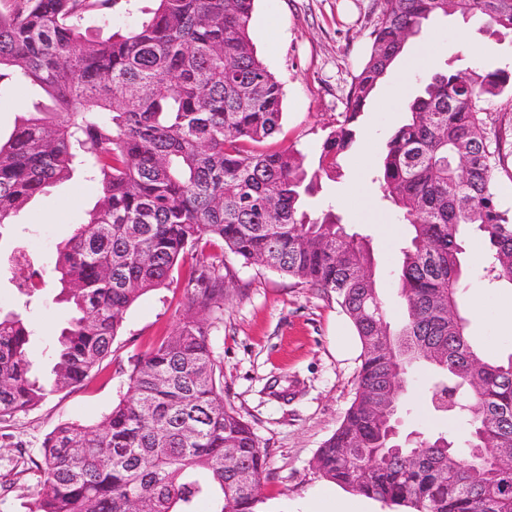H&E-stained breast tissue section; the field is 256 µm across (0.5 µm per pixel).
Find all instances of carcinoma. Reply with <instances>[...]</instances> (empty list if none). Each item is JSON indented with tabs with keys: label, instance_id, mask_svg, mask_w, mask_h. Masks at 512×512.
Segmentation results:
<instances>
[{
	"label": "carcinoma",
	"instance_id": "cac0c4a2",
	"mask_svg": "<svg viewBox=\"0 0 512 512\" xmlns=\"http://www.w3.org/2000/svg\"><path fill=\"white\" fill-rule=\"evenodd\" d=\"M131 2L0 0V91L25 82L51 102L0 143V230L60 183L84 177L100 190L57 248L73 315L51 348V382L32 375V322L0 313V422L87 380L112 356L136 300L167 286L201 240L218 250L184 283L195 316L137 358L128 396L94 425L64 423L45 436L28 512H197L201 502L259 512L266 454L224 401L210 342L226 251L335 295L354 326L358 384L316 454L324 478L410 512H512V457L497 452L512 448V353L493 358L468 335L461 282L475 232L483 276L512 286V213L495 190L505 162L486 108L512 90V70L478 59L431 68L378 161L383 197L409 232L400 327L387 319L364 238L333 210L313 217L304 204L322 177L340 175L359 116L410 35L457 14L481 18L501 41L512 37V0H381L370 53L314 168L297 150L260 148L280 126L283 88L251 43L255 0H153L125 30L89 35L88 17L109 25L132 15ZM419 363L431 368L429 409L460 440L391 436Z\"/></svg>",
	"mask_w": 512,
	"mask_h": 512
}]
</instances>
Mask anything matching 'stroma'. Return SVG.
Segmentation results:
<instances>
[{
  "label": "stroma",
  "mask_w": 512,
  "mask_h": 512,
  "mask_svg": "<svg viewBox=\"0 0 512 512\" xmlns=\"http://www.w3.org/2000/svg\"><path fill=\"white\" fill-rule=\"evenodd\" d=\"M380 0H255L250 37L259 59L284 87L283 118L266 141L293 148L308 161L342 119L352 76L370 52V33ZM437 46L439 65L465 68L481 58L491 68L512 67V47L497 44L476 20L448 16L430 22L410 38L402 58L384 78L356 123V141L342 162L341 175L322 179L313 210L333 207L349 232L366 236L373 249L380 297L391 323L403 315L398 290L400 252L407 230L394 207L382 198L367 151L385 147L406 117V106L428 74L418 48ZM97 199L92 183L69 182L30 202L0 233V256L19 245L36 248L34 268L45 285L23 307L12 285L19 271L0 269V310L27 309L36 334L30 343L34 372L51 377L48 351L70 316L57 302L53 268L57 246L82 223ZM224 313L212 338L224 371V399L252 426L267 455L260 512H312L336 484L316 470L319 448L341 423L357 386L360 345L335 299L258 264H242L225 254ZM189 262L173 272L169 287L148 292L127 311L112 345V356L83 385L48 394L27 413L0 424V512H27L40 474L14 478L18 456L35 459L44 437L65 422L96 423L127 395L134 361L168 336L191 311L182 283ZM465 311L470 334L490 356L512 353V287L494 286L474 268L464 271ZM430 380L424 368L411 376L406 400L420 409L402 415L403 432L431 433L447 427L427 408Z\"/></svg>",
  "instance_id": "stroma-1"
}]
</instances>
